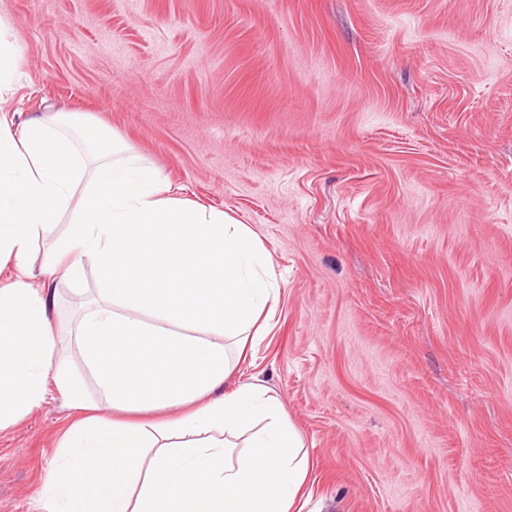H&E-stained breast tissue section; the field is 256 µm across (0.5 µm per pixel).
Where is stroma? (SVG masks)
I'll return each instance as SVG.
<instances>
[{
    "instance_id": "35a3bbf8",
    "label": "stroma",
    "mask_w": 512,
    "mask_h": 512,
    "mask_svg": "<svg viewBox=\"0 0 512 512\" xmlns=\"http://www.w3.org/2000/svg\"><path fill=\"white\" fill-rule=\"evenodd\" d=\"M4 108L88 115L249 225L281 298L239 380L315 461L302 512H512V0H0ZM68 322L95 294L57 274ZM66 425L0 434L28 512ZM9 30L7 21L0 17V103L4 93L13 89L22 60V50Z\"/></svg>"
}]
</instances>
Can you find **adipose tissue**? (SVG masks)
<instances>
[{"label":"adipose tissue","instance_id":"ef3b65f1","mask_svg":"<svg viewBox=\"0 0 512 512\" xmlns=\"http://www.w3.org/2000/svg\"><path fill=\"white\" fill-rule=\"evenodd\" d=\"M88 263L78 369L59 353L55 289L32 281ZM279 299L257 234L181 198L112 128L0 118V433L54 400L71 418L35 512H300L314 461L278 398L232 382Z\"/></svg>","mask_w":512,"mask_h":512}]
</instances>
